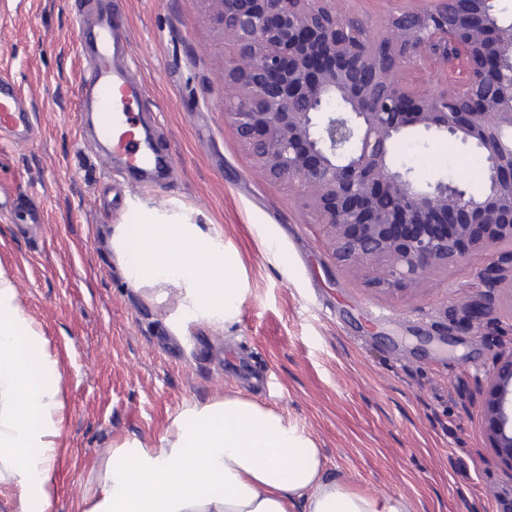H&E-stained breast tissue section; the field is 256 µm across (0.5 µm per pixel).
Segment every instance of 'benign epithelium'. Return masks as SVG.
<instances>
[{
	"label": "benign epithelium",
	"mask_w": 512,
	"mask_h": 512,
	"mask_svg": "<svg viewBox=\"0 0 512 512\" xmlns=\"http://www.w3.org/2000/svg\"><path fill=\"white\" fill-rule=\"evenodd\" d=\"M224 36V113L267 178L298 190L335 258L382 284L413 287L494 244L512 246V23L496 0H424L354 41L361 20L336 0H211ZM464 63L436 94L399 77L406 66ZM340 101L334 110L330 103ZM481 152L485 190L423 184L390 161L409 131ZM512 289V249L478 273ZM498 458L512 469V351L476 377Z\"/></svg>",
	"instance_id": "1"
}]
</instances>
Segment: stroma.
<instances>
[{
  "instance_id": "35a3bbf8",
  "label": "stroma",
  "mask_w": 512,
  "mask_h": 512,
  "mask_svg": "<svg viewBox=\"0 0 512 512\" xmlns=\"http://www.w3.org/2000/svg\"><path fill=\"white\" fill-rule=\"evenodd\" d=\"M415 0H338L375 30ZM140 110L176 157L149 191L110 177L79 138L84 66L75 0H0V72L32 111L36 144H0V267L60 365L62 446L48 512H85L112 450L154 448L187 404L234 395L304 428L328 476L409 512H512V470L486 430L477 369L512 348V291L473 274L490 249L417 289L338 263L294 188L255 173L224 121V39L210 0H120ZM394 166L483 188L460 141L410 132ZM182 208L239 255L248 282L233 324H175V297L134 288L112 250L130 202ZM39 216L18 224L16 206ZM276 252H269L268 242ZM491 311L480 333L474 312Z\"/></svg>"
}]
</instances>
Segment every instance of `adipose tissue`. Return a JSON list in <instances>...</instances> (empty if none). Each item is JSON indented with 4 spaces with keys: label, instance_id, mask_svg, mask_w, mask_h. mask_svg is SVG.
Returning a JSON list of instances; mask_svg holds the SVG:
<instances>
[{
    "label": "adipose tissue",
    "instance_id": "ef3b65f1",
    "mask_svg": "<svg viewBox=\"0 0 512 512\" xmlns=\"http://www.w3.org/2000/svg\"><path fill=\"white\" fill-rule=\"evenodd\" d=\"M128 283L174 287L177 319L231 324L245 292L238 257L190 215L134 203L112 235ZM61 373L0 268V482L20 512H46L61 434ZM408 512L328 477L304 429L228 396L187 405L155 448L115 447L87 512Z\"/></svg>",
    "mask_w": 512,
    "mask_h": 512
}]
</instances>
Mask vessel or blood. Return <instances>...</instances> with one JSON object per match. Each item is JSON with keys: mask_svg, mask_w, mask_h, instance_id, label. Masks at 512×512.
I'll list each match as a JSON object with an SVG mask.
<instances>
[{"mask_svg": "<svg viewBox=\"0 0 512 512\" xmlns=\"http://www.w3.org/2000/svg\"><path fill=\"white\" fill-rule=\"evenodd\" d=\"M79 38L86 66L80 79L82 141L103 156H118L124 176L148 190L164 178L172 160L158 137H145L146 121L132 111L144 95L142 83L119 65L129 46L118 5L103 9L92 0H77ZM0 133L12 143H31L34 125L16 83L0 75Z\"/></svg>", "mask_w": 512, "mask_h": 512, "instance_id": "vessel-or-blood-1", "label": "vessel or blood"}]
</instances>
